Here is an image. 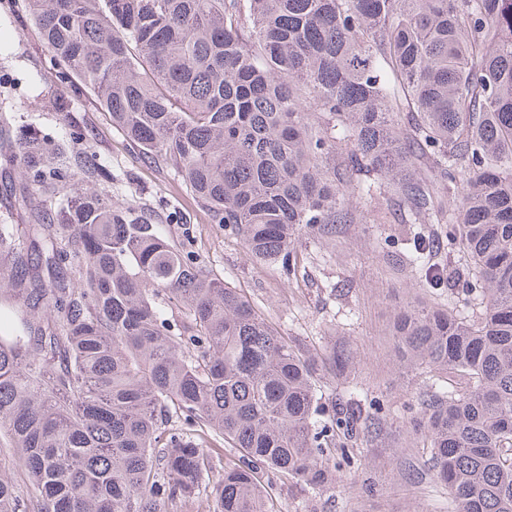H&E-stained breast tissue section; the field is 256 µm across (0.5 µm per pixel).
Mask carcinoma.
<instances>
[{"instance_id":"cac0c4a2","label":"carcinoma","mask_w":512,"mask_h":512,"mask_svg":"<svg viewBox=\"0 0 512 512\" xmlns=\"http://www.w3.org/2000/svg\"><path fill=\"white\" fill-rule=\"evenodd\" d=\"M24 6L112 123L255 258L287 268L302 228L335 235L348 187L445 225L480 276H456L469 310L450 297L394 317L406 361L458 378L423 392L413 428L454 512H512V0ZM0 168L36 220L0 224V444L30 484L23 499L0 472V512H185L203 487L212 512H271L269 469L331 483L336 436L377 418L350 404L318 422L311 355L103 191L46 211L77 173L30 126L0 143ZM413 240L439 280L429 237ZM328 364L343 375L353 356ZM223 442L240 456L218 467Z\"/></svg>"}]
</instances>
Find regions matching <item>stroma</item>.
I'll return each instance as SVG.
<instances>
[{
	"label": "stroma",
	"instance_id": "35a3bbf8",
	"mask_svg": "<svg viewBox=\"0 0 512 512\" xmlns=\"http://www.w3.org/2000/svg\"><path fill=\"white\" fill-rule=\"evenodd\" d=\"M5 113L70 152L92 155L112 175L105 189L115 202L160 225L172 244L192 253L225 287L240 290L280 335L312 353L334 346L353 352L356 364L343 377L320 373L316 401L326 408L356 402L381 424L360 433L354 464L331 457L336 472L330 488L265 473L275 512H449L448 490L428 474L429 451L411 427L420 415V392L449 378L403 362L392 335L400 307L447 303L448 290L423 285L407 257L406 227L390 219L391 196L352 197L354 220L335 237L300 232L294 273L257 261L172 169L142 155L89 90L68 84L23 0H0V115ZM375 213L386 214L387 223H369Z\"/></svg>",
	"mask_w": 512,
	"mask_h": 512
}]
</instances>
